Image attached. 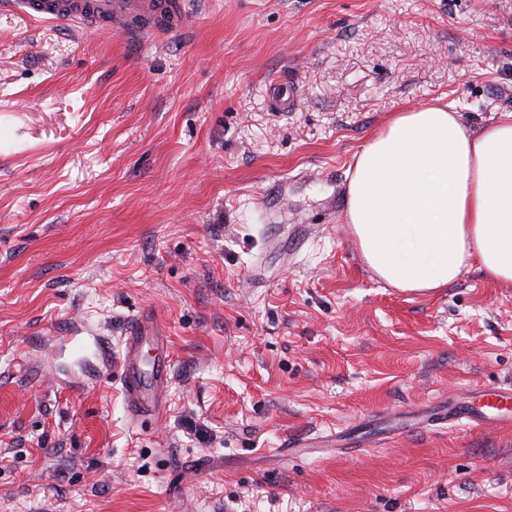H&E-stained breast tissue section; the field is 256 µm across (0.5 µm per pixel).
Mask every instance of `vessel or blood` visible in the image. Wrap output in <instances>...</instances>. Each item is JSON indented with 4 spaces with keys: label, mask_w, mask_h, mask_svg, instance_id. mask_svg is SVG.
Segmentation results:
<instances>
[{
    "label": "vessel or blood",
    "mask_w": 512,
    "mask_h": 512,
    "mask_svg": "<svg viewBox=\"0 0 512 512\" xmlns=\"http://www.w3.org/2000/svg\"><path fill=\"white\" fill-rule=\"evenodd\" d=\"M15 11L36 19L78 24L89 30L122 29L137 36L170 35L180 31L186 18L185 0H11ZM152 349L151 365H144V349ZM95 357L102 368L118 365V382L128 417L133 422L162 419L171 382L169 341L150 314L127 321L120 351L103 339L95 342ZM512 387L489 393L486 409L476 410L461 402H449L445 421L466 420L482 424L492 419L512 424Z\"/></svg>",
    "instance_id": "vessel-or-blood-1"
}]
</instances>
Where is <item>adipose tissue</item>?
I'll use <instances>...</instances> for the list:
<instances>
[{
  "label": "adipose tissue",
  "instance_id": "ef3b65f1",
  "mask_svg": "<svg viewBox=\"0 0 512 512\" xmlns=\"http://www.w3.org/2000/svg\"><path fill=\"white\" fill-rule=\"evenodd\" d=\"M345 222L404 291L447 287L471 263L512 283V112L470 131L450 106L394 113L347 173Z\"/></svg>",
  "mask_w": 512,
  "mask_h": 512
}]
</instances>
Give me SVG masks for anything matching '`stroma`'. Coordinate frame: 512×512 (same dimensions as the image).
I'll return each mask as SVG.
<instances>
[{"mask_svg":"<svg viewBox=\"0 0 512 512\" xmlns=\"http://www.w3.org/2000/svg\"><path fill=\"white\" fill-rule=\"evenodd\" d=\"M186 9L130 39L0 6V512H512V429L407 416L512 385V284L400 291L344 222L393 113L512 111V0ZM142 312L158 425L61 343Z\"/></svg>","mask_w":512,"mask_h":512,"instance_id":"1","label":"stroma"}]
</instances>
